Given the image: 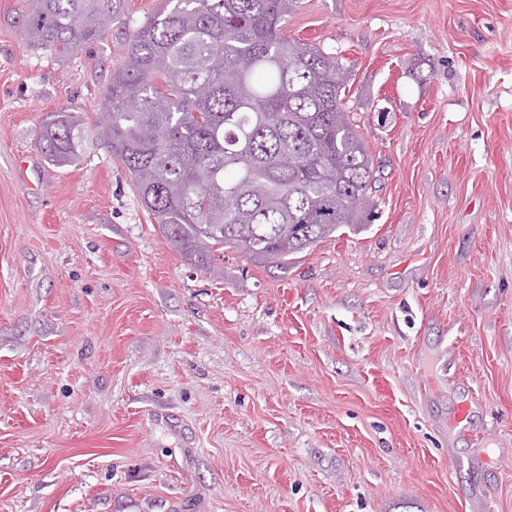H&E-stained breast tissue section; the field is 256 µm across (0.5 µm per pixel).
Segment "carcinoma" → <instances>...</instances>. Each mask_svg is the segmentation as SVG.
Returning <instances> with one entry per match:
<instances>
[{"mask_svg": "<svg viewBox=\"0 0 512 512\" xmlns=\"http://www.w3.org/2000/svg\"><path fill=\"white\" fill-rule=\"evenodd\" d=\"M300 0H162L127 34L103 89L109 120L45 113L58 166L95 143L129 172L170 247L217 271L229 248L285 268L347 228L362 232L372 159L342 90L341 58L288 35ZM108 0H21L27 45L68 55L101 41Z\"/></svg>", "mask_w": 512, "mask_h": 512, "instance_id": "obj_1", "label": "carcinoma"}]
</instances>
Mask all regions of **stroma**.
<instances>
[{"instance_id": "35a3bbf8", "label": "stroma", "mask_w": 512, "mask_h": 512, "mask_svg": "<svg viewBox=\"0 0 512 512\" xmlns=\"http://www.w3.org/2000/svg\"><path fill=\"white\" fill-rule=\"evenodd\" d=\"M157 3L60 58L0 0V512H512V0H301L289 35L350 72L368 226L220 278L106 149L35 145L98 116Z\"/></svg>"}]
</instances>
